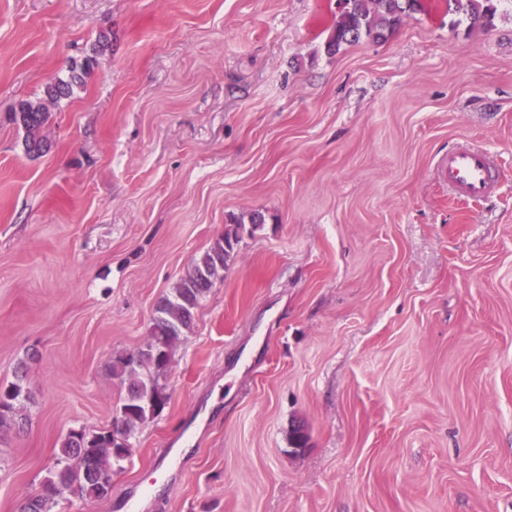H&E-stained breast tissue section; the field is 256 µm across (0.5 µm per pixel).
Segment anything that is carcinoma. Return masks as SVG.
<instances>
[{
	"label": "carcinoma",
	"mask_w": 512,
	"mask_h": 512,
	"mask_svg": "<svg viewBox=\"0 0 512 512\" xmlns=\"http://www.w3.org/2000/svg\"><path fill=\"white\" fill-rule=\"evenodd\" d=\"M448 10L470 25L490 28L494 25L497 0H446ZM421 8L420 0H346L338 6L335 26L326 41L327 53H338L346 45L364 39L383 40L410 13ZM95 58L73 65L70 76L49 84L44 90L47 100L59 102L84 85V75L91 71ZM45 103L22 100L12 112V121L25 131L24 145L29 154H39L46 146L42 130L49 119ZM243 227L236 225L224 233L193 262L191 270L172 292L157 304L149 335L132 353L112 358L110 370L124 395L116 408L112 428L80 431L61 441L57 468L21 506V512H57L62 500L70 497L95 500L106 496L111 488L112 470L128 456L130 438L136 428L156 418L168 403L169 396L161 383L174 349L189 328L200 299L212 288L219 272L233 258L234 244L239 242ZM31 399L24 385V371L15 381L0 385V429L16 422L19 405Z\"/></svg>",
	"instance_id": "cac0c4a2"
}]
</instances>
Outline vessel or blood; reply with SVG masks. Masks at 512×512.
Listing matches in <instances>:
<instances>
[{
  "label": "vessel or blood",
  "mask_w": 512,
  "mask_h": 512,
  "mask_svg": "<svg viewBox=\"0 0 512 512\" xmlns=\"http://www.w3.org/2000/svg\"><path fill=\"white\" fill-rule=\"evenodd\" d=\"M497 165L496 153L482 146L465 143L449 148L440 165V174L447 180L451 196L483 201L492 197L496 191Z\"/></svg>",
  "instance_id": "b4317fda"
}]
</instances>
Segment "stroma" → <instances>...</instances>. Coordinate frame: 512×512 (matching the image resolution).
I'll return each mask as SVG.
<instances>
[{"label":"stroma","instance_id":"obj_1","mask_svg":"<svg viewBox=\"0 0 512 512\" xmlns=\"http://www.w3.org/2000/svg\"><path fill=\"white\" fill-rule=\"evenodd\" d=\"M421 4L330 55L336 0H0V383L31 392L0 512L110 427L113 356L253 213L165 409L60 512H512V5ZM91 54L27 154L8 114ZM466 140L506 164L482 203L438 173ZM500 0H446L448 12L467 20L470 26L491 28L497 12L495 2Z\"/></svg>","mask_w":512,"mask_h":512}]
</instances>
